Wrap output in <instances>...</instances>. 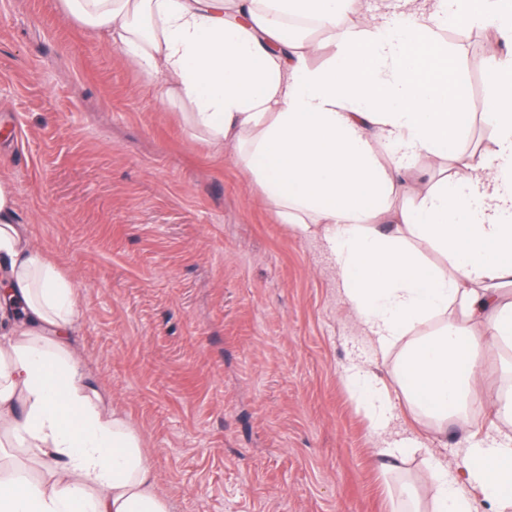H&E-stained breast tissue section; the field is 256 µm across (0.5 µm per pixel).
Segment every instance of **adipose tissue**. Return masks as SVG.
Masks as SVG:
<instances>
[{"label": "adipose tissue", "instance_id": "adipose-tissue-1", "mask_svg": "<svg viewBox=\"0 0 512 512\" xmlns=\"http://www.w3.org/2000/svg\"><path fill=\"white\" fill-rule=\"evenodd\" d=\"M70 17L106 34L145 72L165 78L190 123L245 158L267 197L301 232L320 225L344 294L374 346L412 336L398 364L406 396L465 435L456 472L437 466L432 512H512V394L492 407L496 437L473 430L476 357L512 344V0H404L393 16L363 15L362 0H62ZM328 63L317 42L289 38L288 17L325 31L351 16ZM448 25L491 28L506 52L492 57L494 95L484 120L493 135L460 158L470 115L461 103ZM398 148L381 165L369 128ZM460 160L424 190L403 174L406 157ZM412 197L395 206L397 197ZM425 242L446 260L427 264ZM0 278L20 310L0 336V431L48 462L49 477L0 476V512H171L121 411L97 392L68 348L79 314L72 285L31 245L0 181ZM448 316L438 332L418 325Z\"/></svg>", "mask_w": 512, "mask_h": 512}]
</instances>
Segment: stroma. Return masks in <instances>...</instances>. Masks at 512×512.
Segmentation results:
<instances>
[{
	"label": "stroma",
	"instance_id": "obj_1",
	"mask_svg": "<svg viewBox=\"0 0 512 512\" xmlns=\"http://www.w3.org/2000/svg\"><path fill=\"white\" fill-rule=\"evenodd\" d=\"M459 76L468 154L492 87ZM160 87L61 0H0V180L74 287L69 346L102 405L140 434L172 512H428L434 466L465 454L455 429L403 397L399 348L376 355L322 237L283 222ZM511 362L507 344L478 362L482 433ZM356 368L391 393L387 432ZM404 431L423 448L376 468Z\"/></svg>",
	"mask_w": 512,
	"mask_h": 512
}]
</instances>
